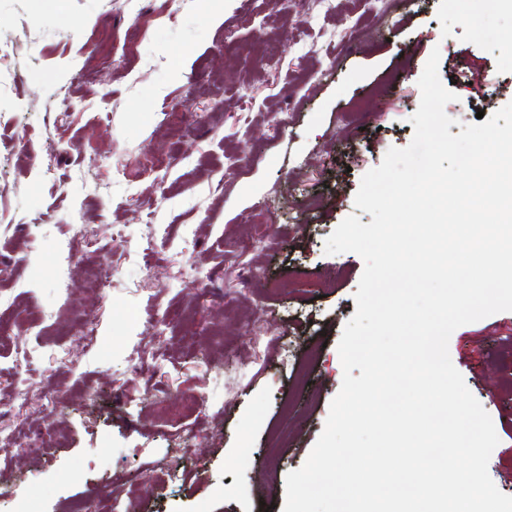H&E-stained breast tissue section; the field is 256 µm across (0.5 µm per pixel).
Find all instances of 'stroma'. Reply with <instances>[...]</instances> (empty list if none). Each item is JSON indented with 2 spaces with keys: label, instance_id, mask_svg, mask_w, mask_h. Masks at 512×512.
Here are the masks:
<instances>
[{
  "label": "stroma",
  "instance_id": "obj_1",
  "mask_svg": "<svg viewBox=\"0 0 512 512\" xmlns=\"http://www.w3.org/2000/svg\"><path fill=\"white\" fill-rule=\"evenodd\" d=\"M509 34L484 0H224L218 25L207 0H0V512H283L364 270L325 241L371 222L355 194L411 143L432 50L451 134L512 102ZM448 348L512 496V311Z\"/></svg>",
  "mask_w": 512,
  "mask_h": 512
}]
</instances>
